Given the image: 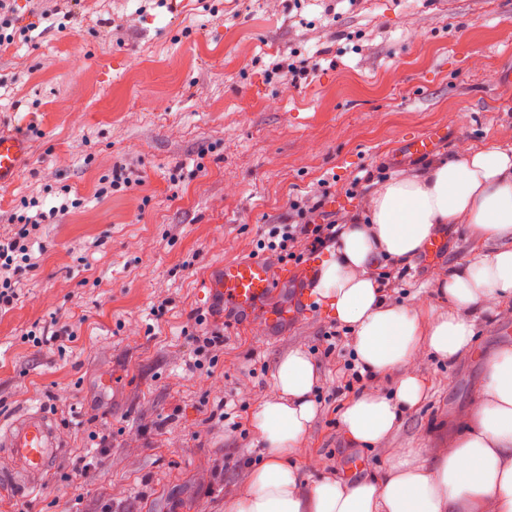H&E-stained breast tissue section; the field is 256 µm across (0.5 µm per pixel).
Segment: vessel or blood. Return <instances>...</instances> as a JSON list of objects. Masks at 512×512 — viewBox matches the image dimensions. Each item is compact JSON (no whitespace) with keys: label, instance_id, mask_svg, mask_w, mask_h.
Segmentation results:
<instances>
[{"label":"vessel or blood","instance_id":"1","mask_svg":"<svg viewBox=\"0 0 512 512\" xmlns=\"http://www.w3.org/2000/svg\"><path fill=\"white\" fill-rule=\"evenodd\" d=\"M29 151L26 138L0 132V183L16 176L22 159ZM316 274L314 260L304 262L298 271L277 270L261 260H242L225 263L219 271L206 277L210 299L219 300L236 311L247 314L271 293L276 283L292 279L304 281L305 287L297 294L301 303L311 302L313 291L308 284ZM0 446L7 448L15 458V467L0 471V488L19 489L38 484L50 459L63 447L60 433L53 422L40 413H27L0 431Z\"/></svg>","mask_w":512,"mask_h":512}]
</instances>
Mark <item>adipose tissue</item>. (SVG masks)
Wrapping results in <instances>:
<instances>
[{
  "label": "adipose tissue",
  "mask_w": 512,
  "mask_h": 512,
  "mask_svg": "<svg viewBox=\"0 0 512 512\" xmlns=\"http://www.w3.org/2000/svg\"><path fill=\"white\" fill-rule=\"evenodd\" d=\"M364 208L365 223L341 232L315 288L352 329L362 372L400 374L393 396L367 391L342 415L351 444L377 446L425 396L413 368L420 350L457 361L474 337L469 312L512 297V154L491 143L466 145L412 178L375 183ZM442 224L464 225L476 244L495 248L437 273L447 311L412 312L387 301L368 269L384 258L412 262ZM317 379L303 350L279 359L274 395L252 418L269 456L251 470L247 488L229 499L228 512H512V347L487 359L463 414L465 428L447 447L401 448L381 476L310 486L288 457L317 415Z\"/></svg>",
  "instance_id": "ef3b65f1"
}]
</instances>
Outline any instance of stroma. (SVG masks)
I'll return each mask as SVG.
<instances>
[{"label":"stroma","instance_id":"1","mask_svg":"<svg viewBox=\"0 0 512 512\" xmlns=\"http://www.w3.org/2000/svg\"><path fill=\"white\" fill-rule=\"evenodd\" d=\"M28 40L0 47V131L30 143L0 214L25 197L80 208L42 224L20 298L0 311V419L27 408L61 427L63 450L39 487L0 495V512H225L268 450L251 417L288 350L311 352L320 404L291 460L308 484L381 474L398 448H444L484 363L512 345V300L470 318L455 363L429 356L419 408L376 448L356 447L341 413L355 395L323 302L274 295L247 318L199 283L247 260L288 200L331 182L327 212L362 214L354 177H409L407 139L440 133L436 152L490 142L512 152V0H84L65 29L35 0H11ZM320 57L299 83L269 78L292 49ZM121 169L134 183L96 197ZM438 260L408 265L400 305L444 311L434 272L475 252L464 225L441 226ZM167 299L157 312L158 299ZM224 332L217 365L196 368L195 315ZM73 338L33 345L52 318ZM236 406L235 426L216 420ZM111 433L100 451L88 419ZM89 458L91 478L72 465Z\"/></svg>","mask_w":512,"mask_h":512}]
</instances>
